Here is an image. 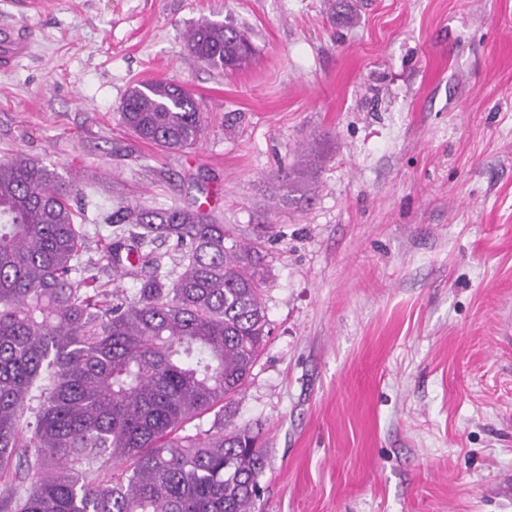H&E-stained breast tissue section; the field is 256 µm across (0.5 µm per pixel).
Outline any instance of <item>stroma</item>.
Instances as JSON below:
<instances>
[{"mask_svg": "<svg viewBox=\"0 0 512 512\" xmlns=\"http://www.w3.org/2000/svg\"><path fill=\"white\" fill-rule=\"evenodd\" d=\"M0 0V157L117 203L211 209L260 241L270 334L224 426L259 430L254 512H512V0ZM246 29L221 72L188 33ZM208 114L167 151L120 121L135 83ZM313 162L305 198L275 177ZM31 35L22 28L10 24L0 25V69L8 71L14 63L28 54Z\"/></svg>", "mask_w": 512, "mask_h": 512, "instance_id": "35a3bbf8", "label": "stroma"}]
</instances>
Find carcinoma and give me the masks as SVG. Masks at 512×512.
Wrapping results in <instances>:
<instances>
[{"label":"carcinoma","instance_id":"obj_1","mask_svg":"<svg viewBox=\"0 0 512 512\" xmlns=\"http://www.w3.org/2000/svg\"><path fill=\"white\" fill-rule=\"evenodd\" d=\"M187 48L222 71L254 54L210 21ZM120 118L166 150L195 147L205 122L164 80L132 86ZM77 192L32 159L0 160V512H252L259 433L188 425L224 412L269 336L261 245L199 208L119 204L101 260L86 259ZM106 267L139 282L134 298Z\"/></svg>","mask_w":512,"mask_h":512}]
</instances>
